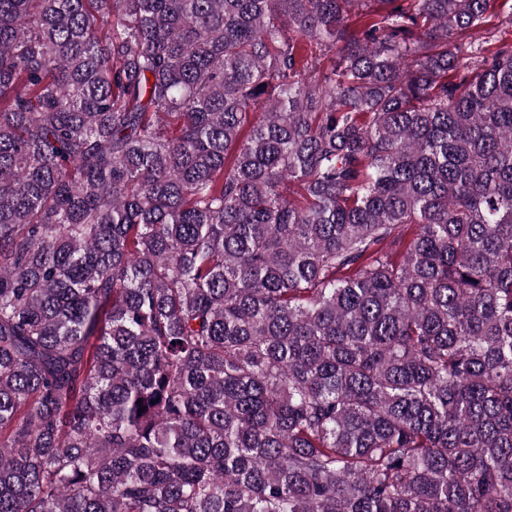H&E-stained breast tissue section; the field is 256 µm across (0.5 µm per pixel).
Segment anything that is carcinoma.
Listing matches in <instances>:
<instances>
[{
	"instance_id": "1",
	"label": "carcinoma",
	"mask_w": 512,
	"mask_h": 512,
	"mask_svg": "<svg viewBox=\"0 0 512 512\" xmlns=\"http://www.w3.org/2000/svg\"><path fill=\"white\" fill-rule=\"evenodd\" d=\"M490 6L0 0V512H512Z\"/></svg>"
}]
</instances>
